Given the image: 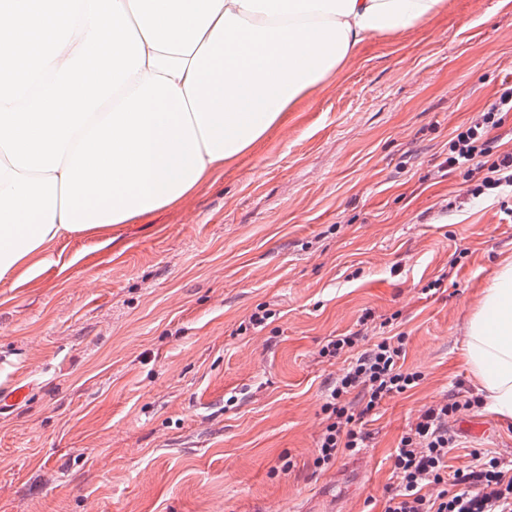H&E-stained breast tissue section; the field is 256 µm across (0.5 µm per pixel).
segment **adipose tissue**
Masks as SVG:
<instances>
[{
  "mask_svg": "<svg viewBox=\"0 0 512 512\" xmlns=\"http://www.w3.org/2000/svg\"><path fill=\"white\" fill-rule=\"evenodd\" d=\"M144 44L128 79H171L183 92L205 168L214 177L282 125V114L335 75L368 35L425 21L441 0H121ZM61 174L14 167L0 149V282L66 236ZM465 355L490 411L512 418V262L502 264L469 319Z\"/></svg>",
  "mask_w": 512,
  "mask_h": 512,
  "instance_id": "obj_1",
  "label": "adipose tissue"
}]
</instances>
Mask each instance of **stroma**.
Here are the masks:
<instances>
[{"label": "stroma", "instance_id": "35a3bbf8", "mask_svg": "<svg viewBox=\"0 0 512 512\" xmlns=\"http://www.w3.org/2000/svg\"><path fill=\"white\" fill-rule=\"evenodd\" d=\"M512 83V0H441L337 74L181 207L32 255L0 287V512H382L419 411L482 388L469 317L512 261V198L440 176L450 133ZM436 290H428L430 282ZM264 329L247 328L256 308ZM420 384L317 468L338 359L365 311ZM459 466L512 457V418L453 423ZM365 338L366 336H364L362 329H358L357 331L350 332L343 336H333L332 339H329L327 343L322 346L319 355L322 358H337L342 353L353 351Z\"/></svg>", "mask_w": 512, "mask_h": 512}]
</instances>
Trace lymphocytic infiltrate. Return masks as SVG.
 <instances>
[{
    "mask_svg": "<svg viewBox=\"0 0 512 512\" xmlns=\"http://www.w3.org/2000/svg\"><path fill=\"white\" fill-rule=\"evenodd\" d=\"M511 112L512 84L503 86L467 125L452 131L441 167L448 174L465 172L467 195L512 189V149H504L501 134ZM363 338L360 330L336 336L319 352L323 358L347 352L351 359L328 389L325 425L316 442L317 466L364 448L365 418L382 401L415 388L422 379L421 372L404 367L403 334L380 337L368 346ZM479 403L477 396L458 395L417 416L392 454L397 486L385 496L382 512H512V460L475 449L467 464L448 466L456 442L448 423Z\"/></svg>",
    "mask_w": 512,
    "mask_h": 512,
    "instance_id": "1",
    "label": "lymphocytic infiltrate"
}]
</instances>
